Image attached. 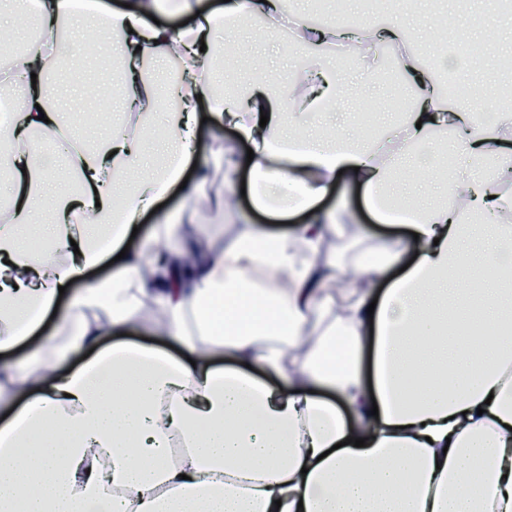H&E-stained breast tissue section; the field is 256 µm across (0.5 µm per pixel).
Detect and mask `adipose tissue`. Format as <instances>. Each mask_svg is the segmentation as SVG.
<instances>
[{"mask_svg": "<svg viewBox=\"0 0 512 512\" xmlns=\"http://www.w3.org/2000/svg\"><path fill=\"white\" fill-rule=\"evenodd\" d=\"M30 10L38 43L12 53L0 81L26 90L19 110L0 98V165L23 172L0 210V351L56 308L60 287L82 290L63 339L0 385L13 406L0 424V512H512V113L479 124L468 105L448 103L395 19L354 34L302 19L293 29L307 50L358 45L370 73L379 44L395 50L410 109L356 137L318 121L340 99L329 63L302 74L299 94L272 88L258 62L216 93L223 77L201 45L243 16L287 15L286 0H127L85 12L31 0ZM162 12L188 23H151ZM62 21L107 30L122 57L119 74L103 76L118 86L122 120L92 147L74 145L48 87L32 84L42 46L58 62L68 54ZM168 95L181 111L148 132L146 115ZM204 110L216 118L208 128ZM227 127L237 143L225 142ZM31 130L76 189L54 186V160L33 152ZM244 168L254 208L303 222L280 233L249 224L229 244L181 236L198 205L226 208ZM342 174L380 223L404 214L406 236L347 261L322 252L327 231L354 221L320 205ZM49 186L44 224L34 213ZM172 190L177 223L131 242L134 220ZM189 253L195 263L173 265ZM110 254V279H87ZM19 267L33 279L12 283ZM132 330L175 340L193 359L112 343ZM73 352L84 355L76 367L41 370ZM220 353L234 366L213 365ZM175 435L185 448L176 465Z\"/></svg>", "mask_w": 512, "mask_h": 512, "instance_id": "ef3b65f1", "label": "adipose tissue"}]
</instances>
